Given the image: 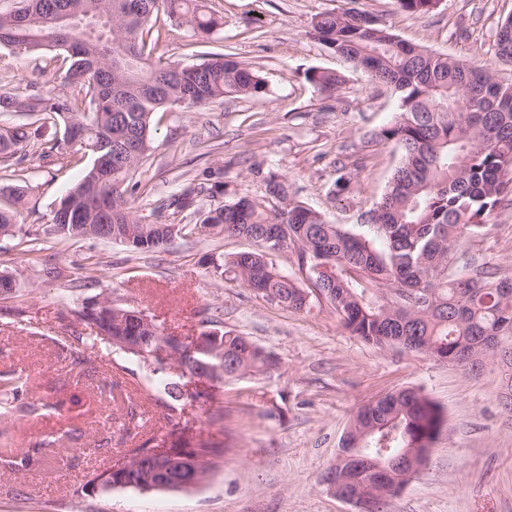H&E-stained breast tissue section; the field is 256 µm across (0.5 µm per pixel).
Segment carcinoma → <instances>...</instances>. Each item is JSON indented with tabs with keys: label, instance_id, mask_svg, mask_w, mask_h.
<instances>
[{
	"label": "carcinoma",
	"instance_id": "obj_1",
	"mask_svg": "<svg viewBox=\"0 0 512 512\" xmlns=\"http://www.w3.org/2000/svg\"><path fill=\"white\" fill-rule=\"evenodd\" d=\"M438 2L399 0L403 11L422 16ZM161 14L171 28L199 39L223 25L206 0H16L14 9L0 12V47L49 53L45 67L73 88L48 97L35 88L24 96L0 91V112L24 117L0 127V170L10 171L28 156L40 167L59 168L86 155L93 159L65 195L72 213L52 211L51 224L63 240L94 239L98 225L110 224L112 240L133 251L168 250L167 226L134 215L140 186L133 175L153 148L155 113L198 111L226 96L265 91L261 72L232 53L183 67L152 60ZM312 27L328 49L391 88L399 101L395 121L378 138L393 143L401 160L379 200L361 214L382 246L328 223L293 198L287 179L259 168L255 173L273 203L268 211L247 195L199 209L203 198L223 187L210 170L154 211L177 217L188 238L233 236L258 243L254 251L219 258L209 270L215 278L230 271L242 287L296 311L320 296L352 335L379 348L398 345L469 370L499 360L506 368L500 404L512 413V359H498L501 346L512 345V272L457 250L461 239L486 235L494 212L512 205V84L501 81L491 65L407 44L367 12H320ZM493 57L512 66V16L496 30ZM307 79L326 91L343 83L340 75L319 70ZM16 181L7 187L12 207L0 208V231L36 253L44 249L43 239L19 223L30 188L25 179ZM189 210L199 214L197 222H184ZM274 230L310 287H301L277 264L278 253L267 249L264 238ZM101 300L112 323L79 309L73 310L76 320L98 338L106 332L117 336L124 309L108 295ZM197 339L209 349L196 355L210 367L198 373L208 382L268 373L279 365L274 354L233 331L207 328ZM23 384L21 372L0 373V387L11 394L0 403V464L6 468L61 442L49 436L27 450L9 445L12 423L59 408L40 396L21 398ZM444 423L441 408L415 390L365 404L343 442L345 487L354 491L366 483L352 457L389 458L428 448Z\"/></svg>",
	"mask_w": 512,
	"mask_h": 512
}]
</instances>
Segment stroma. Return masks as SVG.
Returning a JSON list of instances; mask_svg holds the SVG:
<instances>
[{
  "mask_svg": "<svg viewBox=\"0 0 512 512\" xmlns=\"http://www.w3.org/2000/svg\"><path fill=\"white\" fill-rule=\"evenodd\" d=\"M224 25L208 39L163 34L153 58L192 65L233 53L260 70L266 90L225 98L197 112L155 116L152 152L134 173L145 192L136 217L154 221L157 199L181 192L204 168L220 171L216 207L249 195L271 208L254 165L287 178L297 200L326 221L374 237L359 220L383 192L400 161L397 148L372 136L398 110L391 90L326 48L312 19L351 7L377 16L399 39L457 59L488 63L498 25L512 15V0H440L414 16L398 0H207ZM39 53L0 51V86L19 94L51 85ZM330 71L344 82L332 94L311 84L310 71ZM86 161L60 170L23 165L34 188L35 210L21 214L27 229L45 238L30 254L0 239V261L16 279L13 297L0 298V371L24 369L25 395L59 403L60 411L16 425L23 447L60 437L54 452L29 466L0 467V512H354L321 483L360 407L395 390L412 388L438 404L446 425L424 468L381 512H512V418L502 411L498 362L478 371L391 346L378 348L345 330L333 307L314 302L297 312L268 302L231 278L206 273L207 256L254 249L244 238L176 240L164 252H136L101 240L64 241L51 232L56 203L82 177ZM353 179L337 191L342 171ZM462 246L490 265L512 268V207L498 210L487 235ZM111 294L114 305L145 312L166 332L188 340L205 322L248 336L275 354L268 374H247L224 384V415L207 401V383L176 362L152 372L139 358L106 343L75 361L72 335H87L74 308L82 299ZM26 312L17 319L15 309ZM180 383L174 402L165 383ZM139 427L122 424L129 410ZM192 441L221 449L205 480L180 491L132 488L89 490L93 470L119 460L151 437Z\"/></svg>",
  "mask_w": 512,
  "mask_h": 512,
  "instance_id": "stroma-1",
  "label": "stroma"
}]
</instances>
